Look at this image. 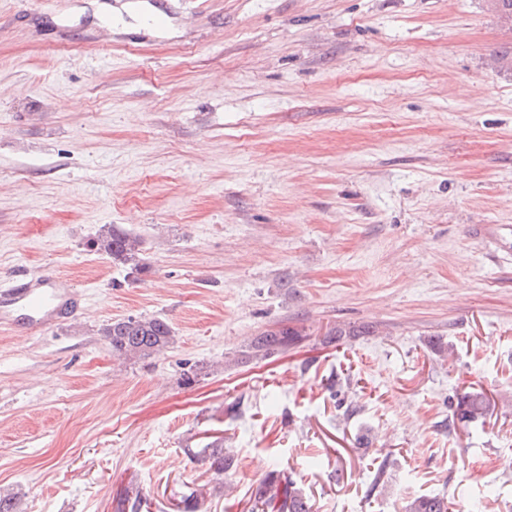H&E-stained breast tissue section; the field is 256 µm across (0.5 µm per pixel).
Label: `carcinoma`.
Here are the masks:
<instances>
[{"label": "carcinoma", "mask_w": 512, "mask_h": 512, "mask_svg": "<svg viewBox=\"0 0 512 512\" xmlns=\"http://www.w3.org/2000/svg\"><path fill=\"white\" fill-rule=\"evenodd\" d=\"M97 252L112 262L127 267L133 274L146 268L141 241L114 225L103 226L91 241ZM364 328L332 326L325 341L332 343L345 336H359ZM100 333L112 346V353L125 360L143 359L161 354L175 344L170 323L157 317H127L114 320L100 328ZM303 340V331L282 325L253 337L244 357L265 359L275 352L286 351ZM494 408V402L483 394L462 391L450 402L453 420L464 425L484 422ZM215 483L224 485V474L232 470L234 457L224 452V440L217 437L207 444ZM251 512H313V503L293 477L282 470H273L255 490ZM404 512H448V496L425 494L406 502Z\"/></svg>", "instance_id": "cac0c4a2"}]
</instances>
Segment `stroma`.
<instances>
[{
    "mask_svg": "<svg viewBox=\"0 0 512 512\" xmlns=\"http://www.w3.org/2000/svg\"><path fill=\"white\" fill-rule=\"evenodd\" d=\"M510 47L490 0H0V280L87 300L0 331L20 512H178L218 432L236 466L202 512H248L276 468L317 512H512V253L472 231L512 229ZM105 224L144 273L91 250ZM128 316L177 344L118 359L99 329ZM281 322L304 340L242 362ZM463 390L485 424L453 422ZM453 422L464 425L483 423L494 408V402L483 394L462 391L450 402ZM404 512H448V496L445 494H425L406 502Z\"/></svg>",
    "mask_w": 512,
    "mask_h": 512,
    "instance_id": "stroma-1",
    "label": "stroma"
}]
</instances>
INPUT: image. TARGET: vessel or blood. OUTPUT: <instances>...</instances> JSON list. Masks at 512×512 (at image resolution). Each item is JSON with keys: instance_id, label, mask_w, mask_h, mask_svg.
<instances>
[{"instance_id": "1", "label": "vessel or blood", "mask_w": 512, "mask_h": 512, "mask_svg": "<svg viewBox=\"0 0 512 512\" xmlns=\"http://www.w3.org/2000/svg\"><path fill=\"white\" fill-rule=\"evenodd\" d=\"M79 314L71 292L49 271L23 270L0 286L1 328L25 325L45 329Z\"/></svg>"}]
</instances>
